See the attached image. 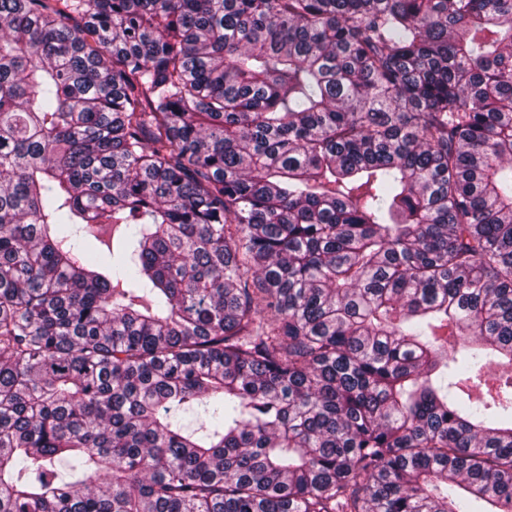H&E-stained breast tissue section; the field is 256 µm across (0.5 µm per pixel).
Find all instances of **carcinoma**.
Segmentation results:
<instances>
[{
	"mask_svg": "<svg viewBox=\"0 0 512 512\" xmlns=\"http://www.w3.org/2000/svg\"><path fill=\"white\" fill-rule=\"evenodd\" d=\"M0 512H512V0H0Z\"/></svg>",
	"mask_w": 512,
	"mask_h": 512,
	"instance_id": "obj_1",
	"label": "carcinoma"
}]
</instances>
